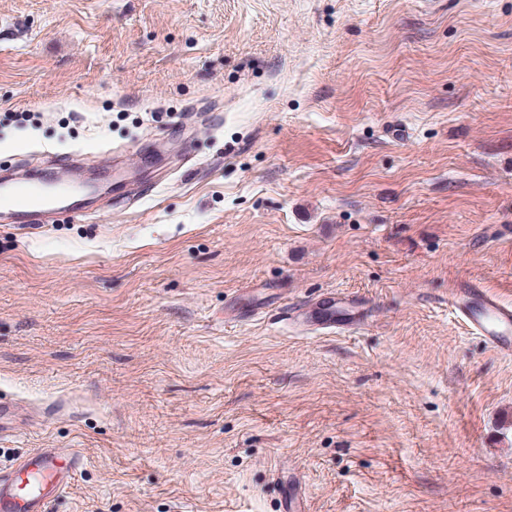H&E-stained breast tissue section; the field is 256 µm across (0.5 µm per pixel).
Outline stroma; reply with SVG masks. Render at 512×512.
I'll list each match as a JSON object with an SVG mask.
<instances>
[{"mask_svg": "<svg viewBox=\"0 0 512 512\" xmlns=\"http://www.w3.org/2000/svg\"><path fill=\"white\" fill-rule=\"evenodd\" d=\"M75 155L85 218L0 220L48 512H512V358L448 308L512 304V0H0V176ZM336 301L337 298L335 293H326L313 311L314 319L322 324H328L331 326H352L354 324H359L355 306L350 299H345L343 305L351 308V310H349L351 314H336Z\"/></svg>", "mask_w": 512, "mask_h": 512, "instance_id": "1", "label": "stroma"}]
</instances>
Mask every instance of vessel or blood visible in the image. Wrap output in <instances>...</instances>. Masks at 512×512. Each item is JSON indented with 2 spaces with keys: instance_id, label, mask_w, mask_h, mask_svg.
Returning a JSON list of instances; mask_svg holds the SVG:
<instances>
[{
  "instance_id": "vessel-or-blood-1",
  "label": "vessel or blood",
  "mask_w": 512,
  "mask_h": 512,
  "mask_svg": "<svg viewBox=\"0 0 512 512\" xmlns=\"http://www.w3.org/2000/svg\"><path fill=\"white\" fill-rule=\"evenodd\" d=\"M336 295H324L313 311L316 321L331 326L357 324L356 314L336 311ZM448 307L472 334L484 337L498 354L512 357V306L482 283L469 282L448 292ZM82 464L78 451L45 448L0 474V512H46L53 493L67 484Z\"/></svg>"
}]
</instances>
